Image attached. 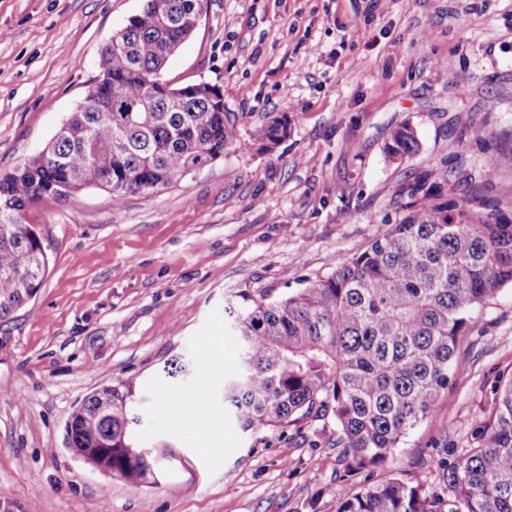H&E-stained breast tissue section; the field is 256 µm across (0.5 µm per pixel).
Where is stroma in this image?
Instances as JSON below:
<instances>
[{"label":"stroma","mask_w":512,"mask_h":512,"mask_svg":"<svg viewBox=\"0 0 512 512\" xmlns=\"http://www.w3.org/2000/svg\"><path fill=\"white\" fill-rule=\"evenodd\" d=\"M143 0H0V172L23 164L79 106L102 48ZM172 86L224 94L243 147L179 184L127 195L90 186L24 213L45 238L37 296L0 325V512H337L360 484L332 417L243 431L224 411L234 345L224 303L273 297L327 277L402 217L426 173L512 200V0H204L194 34L166 66ZM287 114L275 148L249 131ZM414 155L384 146L403 124ZM495 157L493 179L483 173ZM186 375L169 376L172 361ZM512 375V286L476 313L446 402L408 436L401 477L439 480L438 461L468 448L492 392ZM137 383L136 437L156 479L135 487L66 445L74 408L94 390ZM204 402L222 424L217 452L162 414ZM418 150V136L410 124L396 128L385 146L386 155L391 160H401L415 154Z\"/></svg>","instance_id":"obj_1"}]
</instances>
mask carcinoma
Wrapping results in <instances>:
<instances>
[{
  "label": "carcinoma",
  "instance_id": "carcinoma-1",
  "mask_svg": "<svg viewBox=\"0 0 512 512\" xmlns=\"http://www.w3.org/2000/svg\"><path fill=\"white\" fill-rule=\"evenodd\" d=\"M202 10L203 0H144L103 50L81 106L36 155L0 173V323L34 297L48 269L23 219L29 203L95 185L119 205L243 145L216 86L163 78ZM288 134L283 114L250 138L270 150ZM418 150L409 124L385 146L391 160ZM409 196L400 222L327 277L282 297L240 293L229 304L238 371L224 380V406L245 432L332 414L336 447L356 468L383 473L337 488V512H512V378L495 390L470 447L442 462L441 487L392 471L404 439L448 399L474 311L512 285V222L442 201L419 182ZM135 400L132 380L93 391L71 413L66 442L112 449V474L140 486L155 471L133 439Z\"/></svg>",
  "mask_w": 512,
  "mask_h": 512
}]
</instances>
